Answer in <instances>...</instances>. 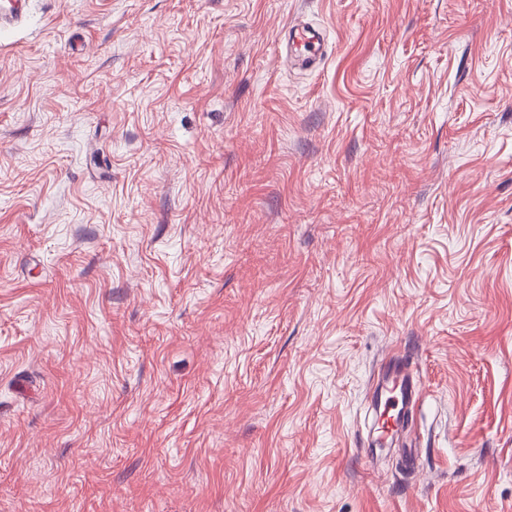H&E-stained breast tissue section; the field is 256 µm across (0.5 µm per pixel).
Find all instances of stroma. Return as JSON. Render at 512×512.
I'll list each match as a JSON object with an SVG mask.
<instances>
[{
	"label": "stroma",
	"instance_id": "1",
	"mask_svg": "<svg viewBox=\"0 0 512 512\" xmlns=\"http://www.w3.org/2000/svg\"><path fill=\"white\" fill-rule=\"evenodd\" d=\"M0 512H512V0H28ZM290 43L293 49L306 60L319 63L325 57L323 38L306 26L299 24L291 26ZM422 398L417 373L404 357L391 359L377 381L373 402L377 405L376 439L391 444L401 425Z\"/></svg>",
	"mask_w": 512,
	"mask_h": 512
}]
</instances>
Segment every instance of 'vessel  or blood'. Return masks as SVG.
Masks as SVG:
<instances>
[{
	"label": "vessel or blood",
	"instance_id": "vessel-or-blood-1",
	"mask_svg": "<svg viewBox=\"0 0 512 512\" xmlns=\"http://www.w3.org/2000/svg\"><path fill=\"white\" fill-rule=\"evenodd\" d=\"M290 43L306 60L319 62L325 56L323 39L308 27L292 25ZM421 398L422 391L411 361L403 357L390 360L378 379L374 392L378 439L392 441Z\"/></svg>",
	"mask_w": 512,
	"mask_h": 512
}]
</instances>
